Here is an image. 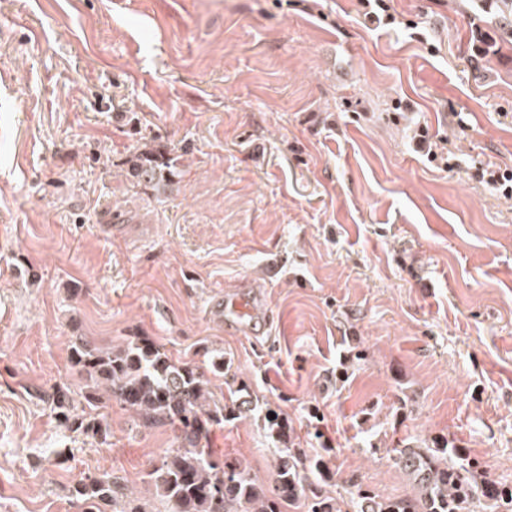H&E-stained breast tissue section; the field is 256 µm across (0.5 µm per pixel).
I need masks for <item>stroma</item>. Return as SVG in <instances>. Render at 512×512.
<instances>
[{
	"instance_id": "obj_1",
	"label": "stroma",
	"mask_w": 512,
	"mask_h": 512,
	"mask_svg": "<svg viewBox=\"0 0 512 512\" xmlns=\"http://www.w3.org/2000/svg\"><path fill=\"white\" fill-rule=\"evenodd\" d=\"M387 3L392 24L360 0H0V512H83L85 474L156 497L173 432L87 408L80 336L223 358L214 395L259 410L209 446L264 483L267 405L346 501L412 494L405 437L453 435L512 484V196L479 177L512 171V63L475 76L452 0ZM147 142L181 155L166 193L126 176ZM244 288L260 343L207 311ZM59 388L108 443L57 422Z\"/></svg>"
}]
</instances>
